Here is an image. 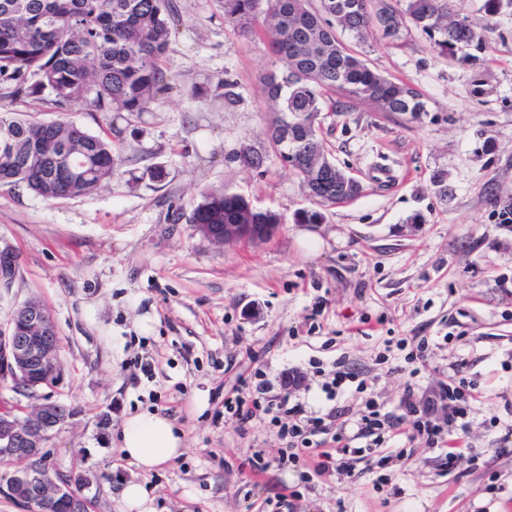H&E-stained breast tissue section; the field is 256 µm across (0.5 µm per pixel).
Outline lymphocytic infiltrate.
I'll use <instances>...</instances> for the list:
<instances>
[{
    "label": "lymphocytic infiltrate",
    "mask_w": 512,
    "mask_h": 512,
    "mask_svg": "<svg viewBox=\"0 0 512 512\" xmlns=\"http://www.w3.org/2000/svg\"><path fill=\"white\" fill-rule=\"evenodd\" d=\"M255 384L250 396L231 395L224 399V420L235 426L239 433H246L251 422L269 419L277 425L290 453L291 463L310 462L315 474L322 475L347 469L346 457L351 452L352 439L390 432L392 437L425 438L436 448L448 451L449 464H456L458 454L449 442L455 430L465 429V418L475 394L465 382L450 380L440 385L432 404L417 407L410 398H403L404 413L400 424L390 423L374 403H367L365 411L354 419L337 420L329 414L306 410L303 403L292 402L289 396L270 398L269 385L262 372H255ZM446 412L444 423L431 417L434 407Z\"/></svg>",
    "instance_id": "f902f5d3"
}]
</instances>
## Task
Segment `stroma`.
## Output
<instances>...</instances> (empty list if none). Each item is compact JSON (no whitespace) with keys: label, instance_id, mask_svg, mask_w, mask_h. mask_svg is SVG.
<instances>
[{"label":"stroma","instance_id":"1","mask_svg":"<svg viewBox=\"0 0 512 512\" xmlns=\"http://www.w3.org/2000/svg\"><path fill=\"white\" fill-rule=\"evenodd\" d=\"M485 2L450 0L482 36L472 59L440 52L413 27L360 45L372 69L412 84L428 111L415 119L351 99L321 113L327 153L362 191L321 208L320 224L294 223L317 205L267 136L264 78L283 64L264 33L226 25L217 0H174L163 104L117 115L10 103L23 119L121 131L117 174L89 195L46 202L0 186V242L20 263L0 294V323L15 303L40 301L61 368L37 395L0 389V402L72 410L43 462L85 476L89 512H117L116 491L131 479L154 512H512V447H500L512 425V221L502 217L512 207V7L491 13ZM221 78L233 98L217 89ZM191 84L207 87V99H190ZM246 148L261 167L241 163ZM156 165L160 183L147 174ZM212 188L277 213L280 232L262 244L203 238L188 217ZM420 343L414 376L405 356ZM336 365L364 392L327 401L320 385ZM258 368L274 395L283 374L301 373L291 396L311 410L337 404L355 415L371 399L394 419L406 391L419 398L461 373L478 391L463 434L472 453L452 468L447 449L419 437L374 448L360 438L348 470L302 478L283 461L277 428L258 421L242 435L224 421L225 392ZM145 408L171 418L184 440L182 455L149 473L113 446L124 414ZM257 452L265 471L247 464ZM287 488L296 496L285 507Z\"/></svg>","mask_w":512,"mask_h":512}]
</instances>
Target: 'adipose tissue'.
<instances>
[{
    "label": "adipose tissue",
    "mask_w": 512,
    "mask_h": 512,
    "mask_svg": "<svg viewBox=\"0 0 512 512\" xmlns=\"http://www.w3.org/2000/svg\"><path fill=\"white\" fill-rule=\"evenodd\" d=\"M123 456L142 471L150 472L181 455L183 441L173 422L156 411L128 415L119 434Z\"/></svg>",
    "instance_id": "ef3b65f1"
}]
</instances>
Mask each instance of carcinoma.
I'll return each mask as SVG.
<instances>
[{
	"mask_svg": "<svg viewBox=\"0 0 512 512\" xmlns=\"http://www.w3.org/2000/svg\"><path fill=\"white\" fill-rule=\"evenodd\" d=\"M224 21L242 36L261 26L271 51L284 68L265 77L275 116L270 127L288 137L270 136L281 160L303 178L308 195L322 206L359 195V188L336 179V168L319 167V189L310 167L328 158L316 130L323 93L340 91L367 100L383 112L427 111L410 85L372 70L349 49L336 29L358 43L369 31L397 39L413 26L442 52L482 47V37L465 20L450 18L449 0H343L346 15L336 18V0H218ZM266 8H261V5ZM178 23L173 0H0V101L43 100L58 112L85 103L94 112L147 111L170 85L159 66ZM115 128L92 134L72 121L19 120L0 110V185L23 184L45 201L95 191L115 174ZM78 153L74 171L58 166L59 150ZM191 224H278L270 210L257 209L243 196L222 189L202 194Z\"/></svg>",
	"mask_w": 512,
	"mask_h": 512,
	"instance_id": "obj_1",
	"label": "carcinoma"
}]
</instances>
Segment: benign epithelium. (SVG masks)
<instances>
[{"instance_id":"7a95c632","label":"benign epithelium","mask_w":512,"mask_h":512,"mask_svg":"<svg viewBox=\"0 0 512 512\" xmlns=\"http://www.w3.org/2000/svg\"><path fill=\"white\" fill-rule=\"evenodd\" d=\"M196 231L216 244L241 241L263 243L280 229L278 224H197ZM19 275V259L9 246L0 245V291H10ZM59 343L51 314L28 300L16 306L0 324V388L36 394L49 376L59 377L55 357ZM71 412L46 402L20 415L8 405L0 407V458L22 456L42 460L44 441L64 426ZM8 494L30 512H81L83 497L71 483L57 479L44 466L15 472L6 480Z\"/></svg>"}]
</instances>
